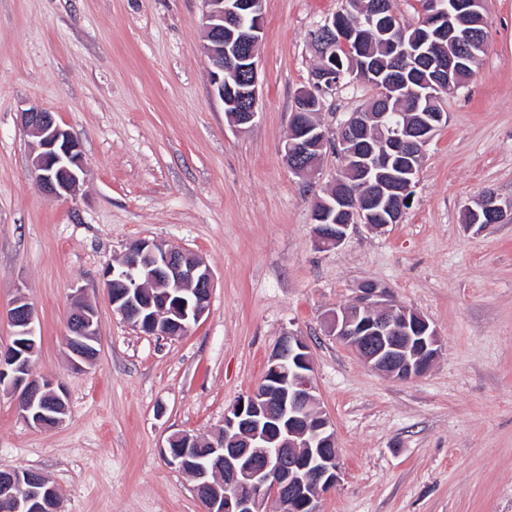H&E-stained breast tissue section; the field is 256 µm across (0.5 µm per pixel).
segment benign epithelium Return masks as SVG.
I'll return each mask as SVG.
<instances>
[{"label":"benign epithelium","mask_w":512,"mask_h":512,"mask_svg":"<svg viewBox=\"0 0 512 512\" xmlns=\"http://www.w3.org/2000/svg\"><path fill=\"white\" fill-rule=\"evenodd\" d=\"M263 0H204L202 17L204 52L210 64L213 93L231 95L232 118L239 126L257 116L258 60L256 46L262 34ZM484 0H426L424 25L430 46L421 53L431 72L429 85L437 91L459 86L470 59L444 55L445 44L474 41L483 25ZM391 2L384 0L366 15L363 26L389 37L394 58L408 50L399 39L401 28ZM310 87L300 92L291 123L299 131L284 145L289 167L302 177L315 175L328 145L321 125L300 122L302 110L323 105L322 97L336 84V51L318 55ZM391 93L378 85L376 112H354L338 129L336 148L352 144L361 130L387 126ZM445 113L422 112L411 124L390 130L388 152L381 157L359 156L365 174L359 194L326 192L313 208L312 233L323 250L339 246L356 224L381 228L398 224L409 207L416 185L413 165L393 167L399 158L420 157L441 127ZM27 132L36 138L30 158L31 172L40 188L56 197L75 192L86 172L79 140L45 108L31 106L21 112ZM481 211L468 210L471 226L484 220L493 224L512 221V200L487 192ZM103 279L112 306L122 318L148 335H186L207 313L214 279L205 261L184 249L158 240L132 243L118 266L105 268ZM11 343L0 347V388L16 398L20 416L32 427L52 428L67 413L66 396L47 380L33 375L41 337L35 309L18 296L9 310ZM329 335L350 348L371 369L397 381L423 376L442 348L438 330L421 313L388 302L386 288L367 282L356 300L328 313ZM65 342L78 364H90L97 355L99 329L94 308L82 303L73 308ZM309 346L303 337L288 332L273 349L261 383L224 412V424L206 443L189 432L167 439L162 452L167 462L194 479L193 491L203 512H266L277 500L283 512H320L319 500L340 479L339 449L331 418L316 408ZM61 491L41 474L25 477L0 466V512H60Z\"/></svg>","instance_id":"7a95c632"}]
</instances>
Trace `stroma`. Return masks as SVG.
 Segmentation results:
<instances>
[{"mask_svg":"<svg viewBox=\"0 0 512 512\" xmlns=\"http://www.w3.org/2000/svg\"><path fill=\"white\" fill-rule=\"evenodd\" d=\"M342 0H263L258 115L234 125L211 93L202 0H0V345L17 294L35 308L36 377L67 395L40 430L0 392V466L62 491L60 512H202L193 479L161 453L211 438L263 378L283 333L307 341L319 408L342 462L320 512H512V222L470 228L485 192L512 199V0H486L490 38L428 146L400 223L358 224L318 249L312 206L343 167L326 151L309 179L283 154L317 57L311 33ZM376 92L343 83L318 120L335 136ZM81 142L75 196L30 171V105ZM139 239L204 259L210 309L184 336H149L116 313L102 280ZM423 314L443 345L422 377L366 366L326 330L362 282ZM96 312L98 354L64 345L75 299Z\"/></svg>","mask_w":512,"mask_h":512,"instance_id":"35a3bbf8","label":"stroma"}]
</instances>
